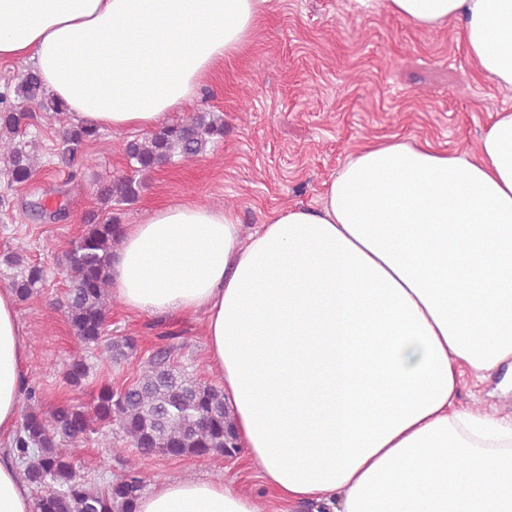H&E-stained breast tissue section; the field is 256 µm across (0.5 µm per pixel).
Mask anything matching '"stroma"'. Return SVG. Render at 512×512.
Returning a JSON list of instances; mask_svg holds the SVG:
<instances>
[{
    "label": "stroma",
    "instance_id": "obj_1",
    "mask_svg": "<svg viewBox=\"0 0 512 512\" xmlns=\"http://www.w3.org/2000/svg\"><path fill=\"white\" fill-rule=\"evenodd\" d=\"M504 108H512V89L479 72L457 23L419 29L392 14L386 0H265L246 49L211 74L190 105L168 117L175 123L195 112L222 113L223 140L204 156L151 172L137 201L118 206L116 215L135 224L153 209L194 202L235 210L248 233L269 210L317 206L325 182L369 141H427L472 156ZM59 129L52 116L42 118L35 139L40 164L28 183L11 182L0 167V254L24 246L46 274L43 288L17 306L28 361L44 366L42 409L68 400L87 403L101 384L131 381L141 360L168 336L181 346V364L215 382L199 314H135L110 302L108 336L138 342L136 356L119 364L90 358L75 338L56 304L65 289L61 263L84 230V214L99 205V186L127 169L125 143L136 133L101 132L87 146L94 165L72 181L55 166ZM78 357L87 359L89 378L74 390L63 372ZM461 401L483 413L512 416V391L501 390L495 378L464 389ZM131 469L141 472L149 490L172 479L231 480L266 502L269 512L284 508L241 453L232 459L142 457L130 450L95 483L106 485Z\"/></svg>",
    "mask_w": 512,
    "mask_h": 512
}]
</instances>
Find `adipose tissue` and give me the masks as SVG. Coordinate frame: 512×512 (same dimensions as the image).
<instances>
[{"mask_svg": "<svg viewBox=\"0 0 512 512\" xmlns=\"http://www.w3.org/2000/svg\"><path fill=\"white\" fill-rule=\"evenodd\" d=\"M262 0H0V61L32 64L76 121L151 130L248 44ZM512 88V0H387ZM111 290L142 314L203 313L250 469L314 512H512V425L462 406L512 369V108L476 156L386 140L352 152L316 207L175 203L124 225ZM27 355L0 290V439ZM0 448V512H32ZM136 512H265L232 483L173 480Z\"/></svg>", "mask_w": 512, "mask_h": 512, "instance_id": "adipose-tissue-1", "label": "adipose tissue"}]
</instances>
